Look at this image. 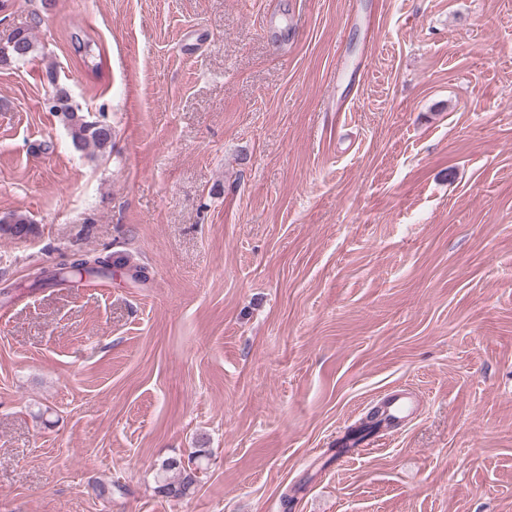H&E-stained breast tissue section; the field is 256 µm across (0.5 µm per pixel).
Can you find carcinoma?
<instances>
[{
    "instance_id": "1",
    "label": "carcinoma",
    "mask_w": 512,
    "mask_h": 512,
    "mask_svg": "<svg viewBox=\"0 0 512 512\" xmlns=\"http://www.w3.org/2000/svg\"><path fill=\"white\" fill-rule=\"evenodd\" d=\"M34 51L32 33L27 29L15 30L4 44H0V64H8L27 59ZM46 80L54 89L55 102L48 105L70 135L72 144L78 149L92 147L105 151L112 147V127L102 121L92 120L72 104L66 87L59 84V74L49 67L45 71ZM35 231L34 224L23 214L12 213L0 219V234L23 240ZM112 257L72 253L62 256V260L47 277H41L36 285L43 287L68 281L73 276L88 280L107 279L112 274ZM380 429L377 412H372L358 426L336 442V454H345L358 447L361 442ZM199 466L194 458L188 465L176 459L164 461L157 473V493L171 498H185L195 490L199 482Z\"/></svg>"
}]
</instances>
